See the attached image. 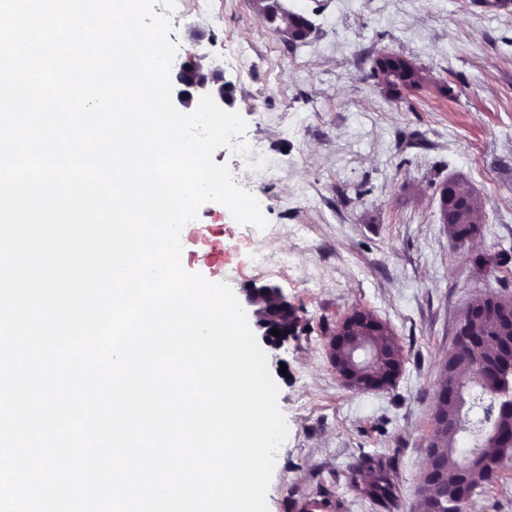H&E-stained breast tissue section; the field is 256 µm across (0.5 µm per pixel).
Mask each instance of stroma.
I'll list each match as a JSON object with an SVG mask.
<instances>
[{
	"instance_id": "stroma-1",
	"label": "stroma",
	"mask_w": 512,
	"mask_h": 512,
	"mask_svg": "<svg viewBox=\"0 0 512 512\" xmlns=\"http://www.w3.org/2000/svg\"><path fill=\"white\" fill-rule=\"evenodd\" d=\"M313 25L289 43L253 0H182L171 15L176 62L207 52L224 63L229 110L265 168L233 165L261 201L265 230L204 204L201 226H231L225 268L183 258L187 271L235 293L281 289L300 317L296 336L266 349L289 434L276 454L269 512H383L378 475L352 474L381 457L397 512H419L440 365L469 305L512 297V263L484 274L481 253L512 254V0H280ZM397 54L423 75L416 87L373 76ZM480 196V231L455 247L440 216L448 180ZM364 309L403 353L395 384L350 388L330 362L337 325ZM479 512H512V454L474 494Z\"/></svg>"
}]
</instances>
